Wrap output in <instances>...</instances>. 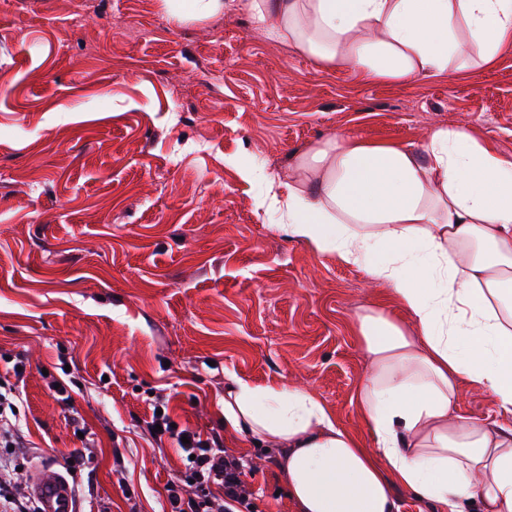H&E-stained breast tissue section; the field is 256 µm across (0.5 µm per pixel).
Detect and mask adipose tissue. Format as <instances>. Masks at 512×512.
Returning a JSON list of instances; mask_svg holds the SVG:
<instances>
[{
	"label": "adipose tissue",
	"instance_id": "obj_1",
	"mask_svg": "<svg viewBox=\"0 0 512 512\" xmlns=\"http://www.w3.org/2000/svg\"><path fill=\"white\" fill-rule=\"evenodd\" d=\"M239 5L272 40L369 82L466 65L464 42L489 64L512 43V0ZM251 176L288 235L363 268L395 305L356 318L368 359L356 402L371 447L311 391L234 374L225 436L276 449L295 512H399V488L439 512H512V155L465 129L434 128L418 148L337 134L285 178ZM465 383L504 422L454 413Z\"/></svg>",
	"mask_w": 512,
	"mask_h": 512
}]
</instances>
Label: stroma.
<instances>
[{"label": "stroma", "mask_w": 512, "mask_h": 512, "mask_svg": "<svg viewBox=\"0 0 512 512\" xmlns=\"http://www.w3.org/2000/svg\"><path fill=\"white\" fill-rule=\"evenodd\" d=\"M462 127L512 155V46L489 65L367 83L274 41L244 11L178 25L160 0H0V376L31 501L63 474L81 512H163L186 460L153 408L243 459L253 512H294L272 448L224 436V375L314 392L370 437L358 313L384 284L259 208L327 137L421 147ZM71 386L66 407L54 382Z\"/></svg>", "instance_id": "35a3bbf8"}]
</instances>
